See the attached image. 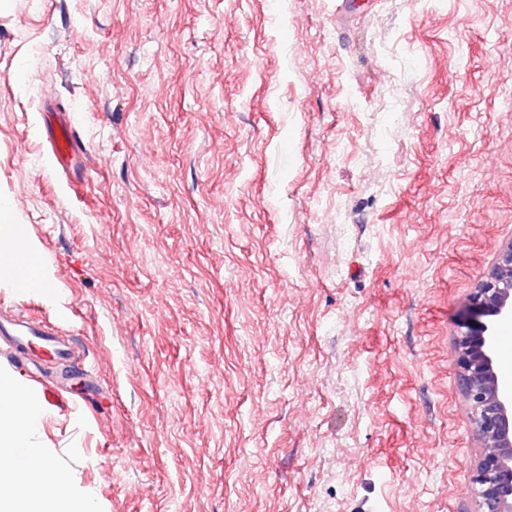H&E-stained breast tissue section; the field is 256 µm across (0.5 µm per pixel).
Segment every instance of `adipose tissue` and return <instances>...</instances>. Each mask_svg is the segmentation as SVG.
<instances>
[{
	"mask_svg": "<svg viewBox=\"0 0 512 512\" xmlns=\"http://www.w3.org/2000/svg\"><path fill=\"white\" fill-rule=\"evenodd\" d=\"M45 412L10 375L0 374V512H96L93 496L71 501L69 473H56L50 489L23 487V480L43 478L49 464L39 440Z\"/></svg>",
	"mask_w": 512,
	"mask_h": 512,
	"instance_id": "1",
	"label": "adipose tissue"
}]
</instances>
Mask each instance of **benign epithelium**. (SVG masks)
<instances>
[{
    "mask_svg": "<svg viewBox=\"0 0 512 512\" xmlns=\"http://www.w3.org/2000/svg\"><path fill=\"white\" fill-rule=\"evenodd\" d=\"M512 320V244L500 248L457 321L459 389L481 452L473 468V512H512V392L499 381L497 329ZM476 325H471V322Z\"/></svg>",
    "mask_w": 512,
    "mask_h": 512,
    "instance_id": "obj_1",
    "label": "benign epithelium"
}]
</instances>
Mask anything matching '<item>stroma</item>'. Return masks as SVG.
Returning <instances> with one entry per match:
<instances>
[{"label":"stroma","mask_w":512,"mask_h":512,"mask_svg":"<svg viewBox=\"0 0 512 512\" xmlns=\"http://www.w3.org/2000/svg\"><path fill=\"white\" fill-rule=\"evenodd\" d=\"M81 143L74 192L44 101ZM68 341L0 362L99 512H473L455 319L512 242V0H6L0 196Z\"/></svg>","instance_id":"1"}]
</instances>
